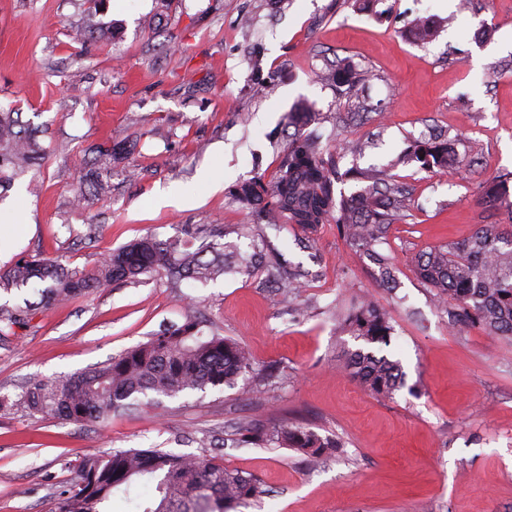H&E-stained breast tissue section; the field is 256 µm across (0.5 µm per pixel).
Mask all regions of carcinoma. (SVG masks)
Returning a JSON list of instances; mask_svg holds the SVG:
<instances>
[{
	"label": "carcinoma",
	"instance_id": "1",
	"mask_svg": "<svg viewBox=\"0 0 512 512\" xmlns=\"http://www.w3.org/2000/svg\"><path fill=\"white\" fill-rule=\"evenodd\" d=\"M410 34L421 43L437 36L432 22L419 18ZM324 80L354 91L363 81L343 62ZM312 103L301 100L288 112L295 128L283 150L273 178L263 175L236 184L232 196L249 210L254 222L271 227L291 224L305 235L325 224L374 265L379 283L395 288L398 280L391 256L381 250L401 207L402 189L381 185L374 170L341 171L336 154L319 147L305 127L317 120ZM96 162L80 176L84 190L78 206L106 199L111 183L104 178L101 161L121 162L127 142L115 139L97 150ZM46 148L38 132L22 124L19 113L0 110V185L4 170L17 175L44 160ZM404 161L419 169L445 173L460 164L448 158V142H418ZM350 179L367 186L350 194L337 192V184ZM512 172L483 183L482 204L507 214L509 227L477 224L461 242L431 247L415 257L413 271L434 290L440 307L448 310L450 324L458 331L478 326L488 333L512 339ZM253 226L223 228L195 249L177 238L146 235L107 253L95 268L69 271L55 260L36 256L18 261L0 272V288H33L38 300L25 306H0V324L11 328L24 323L34 311L82 297L114 282L139 283L154 273L172 282L216 280L238 268L256 271L255 257L243 258L237 240L249 238ZM342 332L358 347L348 351L343 368L364 389L391 399L404 384L402 363L376 352L393 334L392 316L370 299H362L337 315ZM255 371L248 352L228 337H206L190 319L170 333H159L111 361L64 379L34 378L18 394L16 404L31 415L60 417L73 423H104L116 411L139 407L137 400L151 393L167 397L207 386L233 387ZM231 441L265 448H288L310 456L332 455L343 447L340 440L322 436L302 423H245L230 433ZM148 486L151 494L135 498L131 512H229L247 507L265 496L261 483L251 475L224 466L207 455L175 453L167 448L116 449L84 458L72 482L57 494L54 512H112L114 495H130Z\"/></svg>",
	"mask_w": 512,
	"mask_h": 512
}]
</instances>
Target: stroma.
Here are the masks:
<instances>
[{"label":"stroma","mask_w":512,"mask_h":512,"mask_svg":"<svg viewBox=\"0 0 512 512\" xmlns=\"http://www.w3.org/2000/svg\"><path fill=\"white\" fill-rule=\"evenodd\" d=\"M0 0V109L40 130L43 164L0 189L13 208V260L37 254L69 269L147 233L186 238L207 225L250 223L231 190L274 173L300 99L320 114L310 133L338 148L341 169L375 168L408 198L384 250L397 290L327 224L312 239L290 226L244 239L242 254L302 273L284 295L265 273L201 284L143 278L36 313L0 338V397L36 376L55 379L105 363L163 329L195 318L204 335L247 348L248 392L224 386L119 412L103 426L0 410V512H54L81 460L115 449L216 455L257 476L268 495L244 512H512V341L479 328L452 331L412 260L467 238L505 214L480 203L484 182L512 172V0ZM432 18L433 42L409 35ZM94 23L86 43L72 32ZM272 79L250 95V59ZM346 59L367 80L344 94L322 73ZM447 138L467 169L444 175L398 161L414 141ZM137 141L112 167L110 196L75 209L89 147ZM187 200L164 207L161 196ZM367 293L393 317L387 350L407 386L382 400L338 364L354 340L336 314ZM304 422L343 452L310 457L283 448L232 447L244 421Z\"/></svg>","instance_id":"1"}]
</instances>
